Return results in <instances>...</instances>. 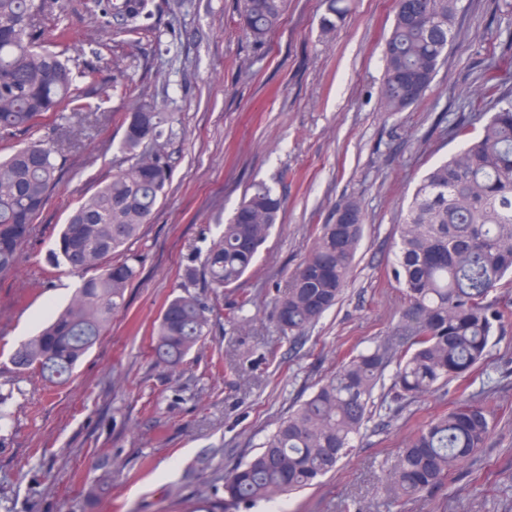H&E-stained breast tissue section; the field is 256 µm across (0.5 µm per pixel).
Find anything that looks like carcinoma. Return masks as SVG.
<instances>
[{"mask_svg":"<svg viewBox=\"0 0 512 512\" xmlns=\"http://www.w3.org/2000/svg\"><path fill=\"white\" fill-rule=\"evenodd\" d=\"M93 23L112 37L146 27L155 0H93ZM327 0L320 18L330 33L347 7ZM460 0H395L392 29L384 42L381 109L395 114L418 104L432 84L455 35ZM245 31L257 42L279 28L288 0H235ZM66 10V0H0V138L25 137L0 158V276L16 268L20 249L34 233L57 184V157L83 147L98 121L99 68L71 66L67 33L46 20ZM474 110L486 117L481 132L417 185L403 223L391 274L408 308L400 344H377L345 359L312 394L292 406L259 451L224 480V497L208 512H236L305 488L336 470L353 439L373 415L375 390L387 388L407 401L457 383L458 401L424 421L384 470L389 499L418 496L442 484L485 447L491 411L466 394L470 375L487 356L490 337L512 315L491 293L512 288V88L490 76ZM58 122L46 123L49 116ZM173 117L151 102L125 117L120 148L126 166L83 197L64 225L52 260L72 271L94 272L71 302L42 331L23 342L11 363L52 383L66 381L105 336L112 315L125 306L139 270L135 257L116 258L136 238L165 194L173 168L166 125ZM44 128L39 138L26 139ZM283 199L258 183L244 197L220 236L184 279L210 288L238 282L253 264ZM364 231L358 202L336 207L315 230L308 256L275 302L281 330L302 334L340 300ZM210 308L191 293L169 299L153 327L155 361L178 368L205 343Z\"/></svg>","mask_w":512,"mask_h":512,"instance_id":"carcinoma-1","label":"carcinoma"}]
</instances>
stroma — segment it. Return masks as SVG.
I'll list each match as a JSON object with an SVG mask.
<instances>
[{
	"mask_svg": "<svg viewBox=\"0 0 512 512\" xmlns=\"http://www.w3.org/2000/svg\"><path fill=\"white\" fill-rule=\"evenodd\" d=\"M156 2L131 45L98 46L83 12L61 18L71 55L101 70L103 111L85 149L61 159L16 274L0 280V512H184L201 497H223L225 476L317 381L351 351L395 342L407 308L388 274L396 228L420 177L462 145L455 123L470 114L482 77L512 86L503 0H461L455 38L423 101L396 114L379 109L394 0H344L349 12L331 34L319 23L324 0H290L261 45L240 28L233 0ZM141 99L173 113L175 167L127 247L140 274L126 306L68 382L14 374V351L82 280L52 269L50 253L81 196L123 166V121ZM258 182L283 197L285 211L253 266L218 292L186 286L185 265L204 257ZM351 200L365 224L352 282L335 308L290 338L273 300L316 226ZM184 292L208 299L210 330L173 371L156 363L151 331L166 299ZM470 383L494 427L444 485L386 505L383 464L456 399L451 387L413 403L386 391L338 470L282 496L287 512H512V320L491 336Z\"/></svg>",
	"mask_w": 512,
	"mask_h": 512,
	"instance_id": "stroma-1",
	"label": "stroma"
}]
</instances>
